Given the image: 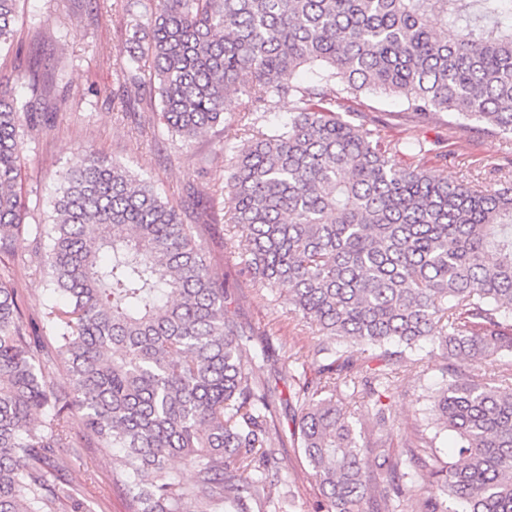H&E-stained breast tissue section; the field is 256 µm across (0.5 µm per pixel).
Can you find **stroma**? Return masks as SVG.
<instances>
[{
    "label": "stroma",
    "instance_id": "stroma-1",
    "mask_svg": "<svg viewBox=\"0 0 512 512\" xmlns=\"http://www.w3.org/2000/svg\"><path fill=\"white\" fill-rule=\"evenodd\" d=\"M114 0H18L16 39L21 52H0V74L10 77L15 96L24 102L39 99L36 119L21 116L19 134L24 143L18 191L26 231L15 256L0 259V279L17 289L24 324L41 327L40 320L54 298L39 271L36 230L50 223L52 200L60 176L81 150L93 149L110 162L124 164L149 179L170 202L193 206L191 221L196 238L213 272L224 281V310L251 329L253 352L265 355L264 373L277 376L285 367L312 370L319 334L301 317L288 313L287 285L263 288L244 270L247 241L224 220V197L229 172L224 158L241 147L234 119L240 94L224 102V123L191 143L172 138L156 120L150 92L123 100L131 81V37L148 42L149 29L132 31L126 12ZM339 114L357 111L372 121L387 144L409 137L425 142V161L438 168L447 156L449 178L466 177L486 184L512 180L506 167L512 140L487 130L450 127L447 115L427 119L405 112L393 97L365 93L336 106ZM412 370L392 375L383 399L394 425L393 441L414 442L425 396L437 389L447 365L439 348L425 343L415 352ZM68 469L65 478L76 499L92 512H130L125 491L112 482L109 453L83 443L79 426L71 428V442L62 449ZM282 483L273 496L286 497L285 512H311L321 489L299 448L279 449Z\"/></svg>",
    "mask_w": 512,
    "mask_h": 512
}]
</instances>
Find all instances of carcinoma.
Segmentation results:
<instances>
[{"label":"carcinoma","instance_id":"obj_1","mask_svg":"<svg viewBox=\"0 0 512 512\" xmlns=\"http://www.w3.org/2000/svg\"><path fill=\"white\" fill-rule=\"evenodd\" d=\"M18 0H0V50L15 45ZM150 72L168 132L184 143L224 122V98L251 117L229 159L224 216L245 234V269L288 283L289 310L323 336L313 376L288 372V398L263 376L252 334L224 313V281L195 226L142 175L85 151L62 174L41 272L54 347L30 334L0 280V512L83 503L49 479L79 420L112 451V482L134 512H283L271 496L275 445L302 449L319 481L314 512H395L424 472L418 512H512V182L476 188L422 164L401 167L366 121L336 101L396 96L420 118L484 123L512 136V0H156ZM309 65L311 78L295 80ZM295 107L263 131L258 112ZM20 103L0 78V255L14 254ZM435 344L452 364L430 396L417 444L361 443L338 390L359 391L376 422L407 351ZM395 343L392 351L388 345ZM379 349L368 371L355 353ZM63 361L73 388L58 389ZM483 362L493 381L460 366ZM295 403L292 428L277 406ZM455 434L459 461L436 452ZM178 459L195 480L183 482ZM458 508L448 509V502Z\"/></svg>","mask_w":512,"mask_h":512}]
</instances>
